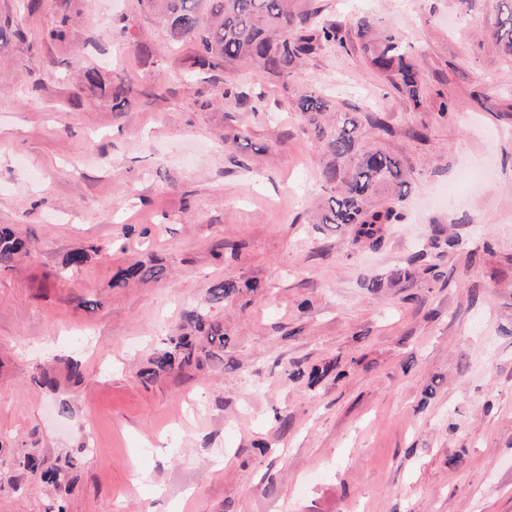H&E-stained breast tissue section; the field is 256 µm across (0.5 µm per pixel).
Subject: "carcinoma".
<instances>
[{"label":"carcinoma","mask_w":512,"mask_h":512,"mask_svg":"<svg viewBox=\"0 0 512 512\" xmlns=\"http://www.w3.org/2000/svg\"><path fill=\"white\" fill-rule=\"evenodd\" d=\"M143 8L156 16L171 42H190L196 47L194 64L214 69L249 63L265 78L286 80L307 63L326 44H344L336 25L294 13L290 0H141ZM497 13L496 45L512 57V0H493ZM356 36L358 49L370 68L384 76L396 90L414 104H420V65L391 29L373 19L360 20ZM85 92L122 93L121 77L106 84L98 70L89 68L81 75ZM296 108L310 126L314 144L321 156L320 176L325 195L312 223L334 226L343 231L355 248L376 247L388 226L400 218V202L407 193V176L399 159L365 142L361 125L353 112L336 109L326 94L313 88L297 99ZM445 230L435 226L429 247L438 253L452 247ZM97 248L69 252L63 269L83 266ZM34 253L32 244L9 227L0 226V270H13ZM166 267L154 260L135 261L112 276L110 287L121 289L131 283L159 281ZM443 272L439 265L409 262L369 280L373 291L384 288H411L418 283L436 281ZM266 285L256 279H226L208 288V307L196 311L190 330L168 338L166 346L138 371V377L151 382L163 373L185 367H203L221 359L227 338L224 324L212 317L211 309L227 307L246 295L261 294ZM330 365L301 370L314 386L325 378ZM30 473L57 488L66 482L71 460L54 467L26 454L21 461Z\"/></svg>","instance_id":"obj_1"}]
</instances>
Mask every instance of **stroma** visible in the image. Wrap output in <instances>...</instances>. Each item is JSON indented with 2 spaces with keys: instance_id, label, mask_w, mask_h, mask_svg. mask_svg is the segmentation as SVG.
I'll list each match as a JSON object with an SVG mask.
<instances>
[{
  "instance_id": "1",
  "label": "stroma",
  "mask_w": 512,
  "mask_h": 512,
  "mask_svg": "<svg viewBox=\"0 0 512 512\" xmlns=\"http://www.w3.org/2000/svg\"><path fill=\"white\" fill-rule=\"evenodd\" d=\"M26 2L0 0V28L24 32L0 52V225L35 249L0 271V512H512V59L490 45L491 0H293L344 44L285 81L245 64L191 77L194 45L172 48L138 0ZM364 14L418 60L419 102L366 64ZM64 16L67 38L45 41ZM87 67L123 77L122 111L81 92ZM312 86L382 113L366 140L410 176L378 248L308 221L324 190L296 100ZM437 224L457 240L441 279L371 292ZM136 259L166 278L111 288ZM224 278L266 285L213 312L236 371L142 383ZM325 364L339 375H295ZM32 451L74 459L69 486L25 472ZM140 469L164 496L133 488Z\"/></svg>"
}]
</instances>
